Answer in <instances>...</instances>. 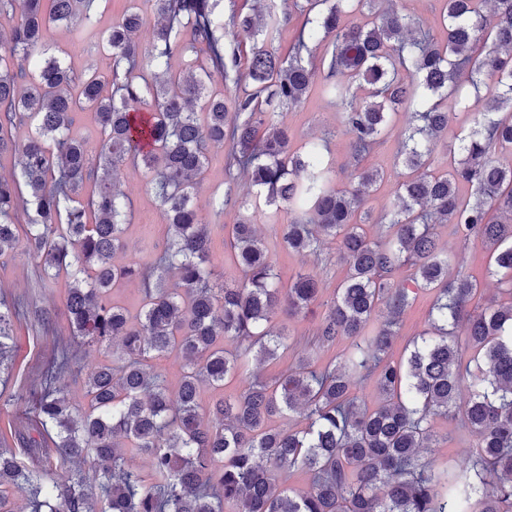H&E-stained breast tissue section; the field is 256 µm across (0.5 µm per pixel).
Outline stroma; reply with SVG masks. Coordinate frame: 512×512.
I'll return each mask as SVG.
<instances>
[{
    "label": "stroma",
    "instance_id": "obj_1",
    "mask_svg": "<svg viewBox=\"0 0 512 512\" xmlns=\"http://www.w3.org/2000/svg\"><path fill=\"white\" fill-rule=\"evenodd\" d=\"M408 118V113H399L394 119L392 131L361 161L362 166L381 169L386 173L370 201L374 214H381L396 196L397 179L392 170L400 147V132ZM278 120L293 132L296 142L325 139L330 157L340 165L348 162L349 140L341 132L342 109L334 100L320 94L319 90H312L300 107L280 110ZM208 158L205 178L198 189V204L204 222L212 226L215 268L223 272L225 280L231 283L240 280L241 273L232 257L224 251V227L233 223L237 208L230 204L219 213L212 209L210 202L223 194L227 181H235L241 194L247 192L248 181L239 171H228L226 148L210 146ZM119 180L121 190L131 202L132 220L125 235L126 247L123 253L118 254L117 260L121 263L132 260L142 264L151 263L156 255L157 243L167 235L165 218L141 169L125 165L120 170ZM435 230L441 243L449 248L457 262L480 280L486 295H497L500 285L485 275L486 253L480 243L464 240L453 234L450 226L445 224L436 225ZM259 233L274 259L281 282H288L294 272L304 266L317 274L321 285V295L307 314L277 317L275 327L285 334L286 347L276 360L264 365L262 377L268 380L280 376L302 356L313 357L323 364L342 355L348 346L344 339L329 349L318 350L313 346V337L326 303L333 298L345 273L343 265L336 258L334 246L325 245L319 254L304 259L284 249L280 237L270 225L260 224ZM65 288V277L44 279L39 261L29 257L23 249H15L10 255L0 258V297L23 304V312L13 327L14 366L9 377L0 378V448L13 449L20 461L43 469L46 481L52 486L66 482L69 468L59 460H45L23 447L21 437L31 429L32 422L19 405L39 391L45 366L62 353L69 360V368L64 375L69 385V397L74 406L85 408L84 380L87 373L112 357L111 349L88 346L70 336L62 305ZM433 426L441 439L437 447L422 449V457L439 462L459 460L462 451L473 441L470 431L457 421L443 417L436 418Z\"/></svg>",
    "mask_w": 512,
    "mask_h": 512
}]
</instances>
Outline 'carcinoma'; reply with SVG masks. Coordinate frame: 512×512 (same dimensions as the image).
Returning a JSON list of instances; mask_svg holds the SVG:
<instances>
[{
	"mask_svg": "<svg viewBox=\"0 0 512 512\" xmlns=\"http://www.w3.org/2000/svg\"><path fill=\"white\" fill-rule=\"evenodd\" d=\"M0 0L16 18L0 35V154L21 158V178L0 177V256L18 238L12 215L30 210L25 250L47 278L70 282L63 297L70 335L112 348V362L86 375L80 412L67 395L64 356L50 362L29 414L37 436L29 451L72 464L67 482L49 486L40 471L0 448V512H512V0H440L445 37L417 30L395 3L301 0L313 16L288 59L263 46L240 72L243 40L269 37L291 20L276 0H253L224 31L222 0H128L101 28L95 0ZM158 16L142 46L144 4ZM359 15L353 25L344 17ZM74 28L86 57L77 75L67 51L46 41L53 24ZM331 47L323 92L343 108L350 163L346 184L315 139L295 145L278 109L302 104L316 84L302 52ZM186 54L174 71L170 60ZM232 84V94L211 89ZM109 82L112 93L103 95ZM483 96H469L468 89ZM466 126L444 139L450 112ZM411 115L395 162L398 192L385 215L369 201L384 179L359 162ZM91 115L98 138L71 136ZM24 125L27 134L13 130ZM210 144L227 145L230 165L254 191L224 225L225 247L244 280L228 284L212 261L211 229L194 203ZM143 169L167 219L151 266L116 264L124 251L129 200L117 188L122 166ZM467 188L468 194L461 193ZM283 206L281 242L299 255L335 246L345 266L314 336L328 348L349 340L337 363L300 359L282 376L259 378L252 364L277 357L283 334L272 319L304 313L320 282L300 269L284 286L256 224ZM94 216L89 221L87 215ZM386 224L371 238L369 224ZM449 224L488 254V275L509 283V299L484 296L433 232ZM410 283L396 278L406 266ZM142 286L135 317L114 300L130 282ZM434 294L430 328L391 358L403 315L418 291ZM20 305L0 298V375L13 368V325ZM182 361L176 396L154 361ZM375 378L373 408L352 393ZM230 378L241 383L224 393ZM215 396L204 406L202 385ZM296 413L299 430L272 425ZM459 418L475 443L453 468L420 458L433 448L432 420ZM148 462L130 468L128 455ZM97 464L94 479L81 464ZM310 476L304 492L287 486ZM17 490L23 505L9 492Z\"/></svg>",
	"mask_w": 512,
	"mask_h": 512,
	"instance_id": "carcinoma-1",
	"label": "carcinoma"
}]
</instances>
